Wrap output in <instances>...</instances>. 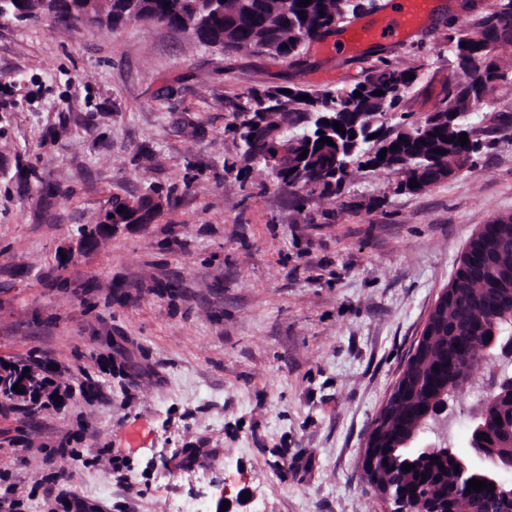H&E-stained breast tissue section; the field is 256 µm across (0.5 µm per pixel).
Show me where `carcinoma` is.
<instances>
[{
	"instance_id": "1",
	"label": "carcinoma",
	"mask_w": 512,
	"mask_h": 512,
	"mask_svg": "<svg viewBox=\"0 0 512 512\" xmlns=\"http://www.w3.org/2000/svg\"><path fill=\"white\" fill-rule=\"evenodd\" d=\"M375 0H221L214 7L209 0H102L93 3V15L99 24L117 27L131 13L151 21L179 27V22L193 18L199 25L197 40L209 47L228 51H252L280 57H299L310 43L329 34V25L339 14L356 17ZM48 9L23 5L20 0H0V17L17 20H44ZM497 43L512 45V0H499L496 7L473 23L448 33V50L457 66L470 72V79L448 87L441 104L420 121L393 126L377 123L378 117L395 108L403 89L415 79L410 70L382 64L374 67L363 82L347 92L332 89L312 90L293 86L290 93L273 87L250 95L244 112L254 117L233 125V133L250 159L262 160L275 148L283 151L288 169L303 167L310 190L338 193L349 176L333 174L329 144L313 148L303 157L309 139L305 132L316 128L320 112H352L360 117L350 121L347 130H359L354 155L375 169L403 174L397 190L419 193L442 181L446 174H460L475 166V154L481 147L479 131L465 122L464 116L490 106L493 93L503 84L512 83L509 64L482 52L490 34ZM467 47H462V43ZM382 90L381 96L374 92ZM361 92L355 97V92ZM307 95L309 100L300 96ZM299 125L300 135L285 137V130ZM468 134L469 143L459 142ZM375 138H370V135ZM399 148L392 149L393 145ZM384 158H379L382 150ZM418 186L411 187V180ZM512 336V216H500L484 225V231L470 239L448 282V306L438 312L433 340L419 358L414 375L424 377L419 389L408 391L398 401H391L390 416L384 422V441L376 449V474L392 491L408 501L423 500L436 512H512V483L498 479L505 461L512 458V390L500 385L482 387L483 407L473 425L470 448L486 466L474 468L450 446L427 451L411 447L432 418L430 406L453 402L454 394L469 377L448 369V365L467 366L472 371L476 353L488 350L498 354L502 339ZM484 433L487 439L478 438ZM411 464L413 469L402 470ZM497 479L495 488L481 492L467 491L472 479L487 483Z\"/></svg>"
}]
</instances>
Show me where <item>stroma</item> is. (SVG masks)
Segmentation results:
<instances>
[{
  "label": "stroma",
  "mask_w": 512,
  "mask_h": 512,
  "mask_svg": "<svg viewBox=\"0 0 512 512\" xmlns=\"http://www.w3.org/2000/svg\"><path fill=\"white\" fill-rule=\"evenodd\" d=\"M497 0H433L399 45L282 58L147 21L0 18V363L48 366L55 400L0 397V512H383L366 433L481 224L512 215V139L418 194L354 164L340 194L283 191L231 130L253 91L352 87L414 68L420 120L466 81L450 28ZM174 202L77 264L59 250L113 197ZM491 364L457 391L471 456Z\"/></svg>",
  "instance_id": "1"
}]
</instances>
